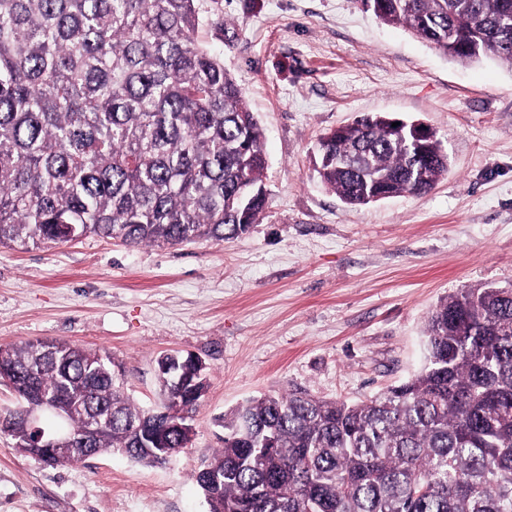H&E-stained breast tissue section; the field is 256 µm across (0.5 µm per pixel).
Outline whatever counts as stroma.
I'll list each match as a JSON object with an SVG mask.
<instances>
[{
    "label": "stroma",
    "instance_id": "35a3bbf8",
    "mask_svg": "<svg viewBox=\"0 0 512 512\" xmlns=\"http://www.w3.org/2000/svg\"><path fill=\"white\" fill-rule=\"evenodd\" d=\"M220 48L263 131L267 203L218 244L127 247L97 236L0 246V346L65 340L112 354L134 402L157 358L199 356L209 389L191 446L162 467L119 454L66 466L0 432V512H208L192 478L224 414L265 393L365 400L424 359V327L464 286L512 284V66L463 65L361 0H213ZM383 113L418 120L450 166L433 190L350 207L317 180L326 132Z\"/></svg>",
    "mask_w": 512,
    "mask_h": 512
}]
</instances>
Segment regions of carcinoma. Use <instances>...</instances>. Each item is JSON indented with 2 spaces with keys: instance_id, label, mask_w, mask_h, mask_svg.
<instances>
[{
  "instance_id": "obj_1",
  "label": "carcinoma",
  "mask_w": 512,
  "mask_h": 512,
  "mask_svg": "<svg viewBox=\"0 0 512 512\" xmlns=\"http://www.w3.org/2000/svg\"><path fill=\"white\" fill-rule=\"evenodd\" d=\"M206 0H0V246L90 235L222 243L266 205L263 132L221 54ZM461 62L512 65V0H362ZM436 134L364 115L326 134L314 171L351 207L429 192ZM422 368L369 400L304 391L224 414L193 474L209 512H512V286L459 288L428 315ZM164 399L126 394L112 356L65 341L0 348V382L68 414L47 446L15 407L0 431L64 465L118 452L157 466L190 443L208 389L189 356L157 360Z\"/></svg>"
}]
</instances>
